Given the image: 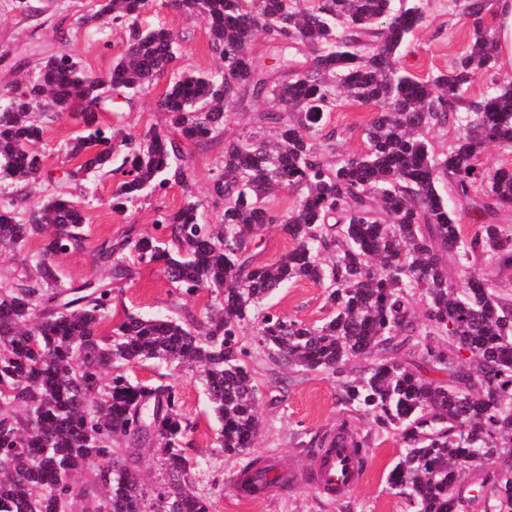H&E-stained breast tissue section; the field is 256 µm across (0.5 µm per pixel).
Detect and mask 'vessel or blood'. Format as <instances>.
Instances as JSON below:
<instances>
[{"label": "vessel or blood", "instance_id": "b4317fda", "mask_svg": "<svg viewBox=\"0 0 512 512\" xmlns=\"http://www.w3.org/2000/svg\"><path fill=\"white\" fill-rule=\"evenodd\" d=\"M357 438L348 432L333 433L325 447L316 449L304 467L263 473L258 466L243 468L237 474L233 489L241 498L261 499L272 484L306 483L319 494L335 501L344 498L366 478L367 455L356 445Z\"/></svg>", "mask_w": 512, "mask_h": 512}]
</instances>
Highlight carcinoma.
Returning <instances> with one entry per match:
<instances>
[{
  "mask_svg": "<svg viewBox=\"0 0 512 512\" xmlns=\"http://www.w3.org/2000/svg\"><path fill=\"white\" fill-rule=\"evenodd\" d=\"M179 0L202 12L221 76L184 73L157 99L175 132L200 152L224 139L210 197L217 224L186 202L155 220V233L92 251L94 277L65 288L56 260L84 248L83 210L59 193L16 217L0 209V246L24 273L0 282V512H212L191 477L193 423L170 384L134 383L127 369L159 360L198 378L219 421L216 447L241 453L260 428L258 386L240 335L257 323L268 362L340 378L341 402L392 430L403 452L392 485L411 512H512V289L491 275L512 266V168H479L491 145L512 149V84L479 100L475 78L497 69L493 0H454L470 21L466 50L427 79L402 66L398 49L423 20L426 0ZM148 0H96L78 18L109 22L126 39L103 79L60 50L0 108V178L19 197L41 176L35 150L44 120L78 100L82 130L70 140L59 188L89 173L116 178L112 209L144 190L185 185L174 165L180 140L141 138L97 123L93 107L147 94L177 61L171 33L138 23ZM258 39L272 49L263 67ZM375 107L366 147L331 160L326 115L339 97ZM46 102L54 112H34ZM263 102L256 127L223 137L228 111ZM448 139L438 148L433 134ZM296 193L273 213L267 199ZM475 211L465 238L454 210ZM280 224L294 247L272 264L256 260L257 237ZM40 240L39 249L26 251ZM160 263L187 293L210 292L183 318L126 314L110 334L112 280L130 276L126 247ZM292 280L327 290L319 324L266 305ZM470 352L461 356V350ZM446 378H433L429 373ZM165 470L146 483L138 451Z\"/></svg>",
  "mask_w": 512,
  "mask_h": 512,
  "instance_id": "1",
  "label": "carcinoma"
}]
</instances>
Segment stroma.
I'll return each instance as SVG.
<instances>
[{
	"label": "stroma",
	"instance_id": "stroma-1",
	"mask_svg": "<svg viewBox=\"0 0 512 512\" xmlns=\"http://www.w3.org/2000/svg\"><path fill=\"white\" fill-rule=\"evenodd\" d=\"M93 3L94 0H50L45 13L29 18L19 9L17 0H0V104L7 103L10 91L17 89L19 83L37 75L38 58L32 55L31 49L38 44L55 51L63 47L73 51L94 75L109 72L113 59L122 49L125 34L120 26L113 24L98 33L80 28L78 17ZM141 24L146 28L162 25L169 30L178 57L175 68L156 81L153 93L132 97L123 105L121 113L102 110L97 114L100 122L122 123L126 132L136 136L165 129L166 115L157 108L156 99L176 72L216 73L222 69L220 60L209 50L207 23L200 12L177 7L173 0H149ZM60 25L68 33L64 45L56 33ZM469 28L468 19L449 0H429L424 21L401 51L404 67L420 78L450 69L466 47ZM372 114V107L349 100L329 114L327 127L335 132L337 154L348 156L362 150L364 129ZM81 126L80 118L72 111L48 124L39 143V150L45 156L43 174L27 203L15 202L11 182L0 180V207L21 212L54 195L58 190L55 178L65 157L66 144ZM221 161L219 148L202 155L194 147H187L181 164L192 175L191 188L173 183L163 191H147L121 213L111 209L112 180L92 175L69 184L68 198L85 212L88 240L85 250L59 258L63 284L76 286L93 275L89 251L105 238L116 239L128 231L137 236L150 233L159 211L178 209L191 200L199 203L204 222L218 223L220 212L212 205L209 188ZM112 287L111 320L115 323L128 312L176 318L199 310L207 300L203 294L178 295L157 264L137 266L134 278L113 282ZM269 302L280 313L306 323L317 322L328 313L324 288L306 280L288 282L272 294ZM250 366L259 387L261 429L252 448L231 456L214 446L218 424L197 379L160 362H146L129 371L132 379L140 382H164L178 387L185 415L197 424L190 453L202 465L194 480L211 497L213 512H408L404 497L388 483L389 473L399 458L397 435L382 431L371 420L355 416L342 404L335 377L315 371L291 373L274 369L259 352L251 357ZM344 422L367 435L371 442L367 477L344 500L329 502L307 486L261 500H245L233 493L234 476L249 463L270 458L286 468L304 462L309 441Z\"/></svg>",
	"mask_w": 512,
	"mask_h": 512
}]
</instances>
